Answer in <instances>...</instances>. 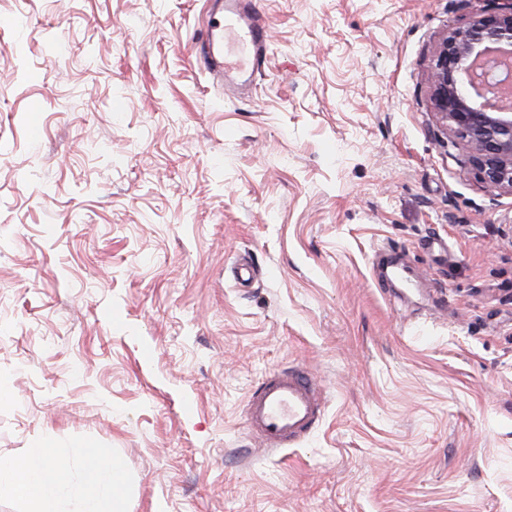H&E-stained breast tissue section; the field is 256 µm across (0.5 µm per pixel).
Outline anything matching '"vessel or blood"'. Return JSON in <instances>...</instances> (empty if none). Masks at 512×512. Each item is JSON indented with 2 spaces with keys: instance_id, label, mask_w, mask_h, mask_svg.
I'll return each mask as SVG.
<instances>
[{
  "instance_id": "vessel-or-blood-1",
  "label": "vessel or blood",
  "mask_w": 512,
  "mask_h": 512,
  "mask_svg": "<svg viewBox=\"0 0 512 512\" xmlns=\"http://www.w3.org/2000/svg\"><path fill=\"white\" fill-rule=\"evenodd\" d=\"M234 32L249 47V63L233 67L224 58V36ZM268 35L256 0H210V21L197 43L196 62L235 90L252 87L267 62ZM323 415V395L307 370L271 374L252 390L246 423L261 447L285 448L316 429Z\"/></svg>"
}]
</instances>
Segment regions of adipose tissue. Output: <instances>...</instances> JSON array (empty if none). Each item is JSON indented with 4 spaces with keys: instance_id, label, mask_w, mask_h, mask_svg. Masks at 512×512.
<instances>
[{
    "instance_id": "obj_1",
    "label": "adipose tissue",
    "mask_w": 512,
    "mask_h": 512,
    "mask_svg": "<svg viewBox=\"0 0 512 512\" xmlns=\"http://www.w3.org/2000/svg\"><path fill=\"white\" fill-rule=\"evenodd\" d=\"M80 477L89 493L78 502V512H125V476L110 457L96 455L94 465L84 468ZM1 488L30 500L33 512H66L70 496L64 467L46 447L32 449L21 459L0 461Z\"/></svg>"
}]
</instances>
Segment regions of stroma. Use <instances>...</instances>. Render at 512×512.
Returning <instances> with one entry per match:
<instances>
[{"label":"stroma","instance_id":"stroma-1","mask_svg":"<svg viewBox=\"0 0 512 512\" xmlns=\"http://www.w3.org/2000/svg\"><path fill=\"white\" fill-rule=\"evenodd\" d=\"M475 6L257 0L231 94L207 0H0V458L76 491L106 452L126 512H512V195L427 96ZM295 365L322 422L261 451L248 391ZM226 32H235L246 40L247 66L232 67L224 59ZM196 43V62L238 92L253 86L255 75L267 62L268 35L255 0H210V21Z\"/></svg>","mask_w":512,"mask_h":512}]
</instances>
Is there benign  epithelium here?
I'll return each mask as SVG.
<instances>
[{"label":"benign epithelium","instance_id":"7a95c632","mask_svg":"<svg viewBox=\"0 0 512 512\" xmlns=\"http://www.w3.org/2000/svg\"><path fill=\"white\" fill-rule=\"evenodd\" d=\"M428 89L440 122L468 149L464 166L512 194V0H483L467 25L448 29Z\"/></svg>","mask_w":512,"mask_h":512}]
</instances>
